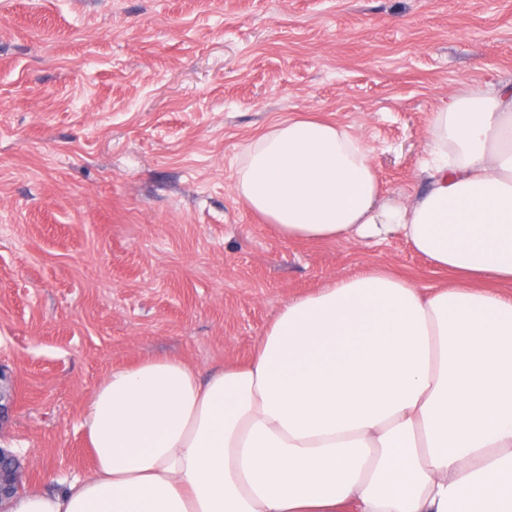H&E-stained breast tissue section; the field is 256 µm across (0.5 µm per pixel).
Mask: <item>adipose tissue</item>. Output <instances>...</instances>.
<instances>
[{
    "instance_id": "1",
    "label": "adipose tissue",
    "mask_w": 512,
    "mask_h": 512,
    "mask_svg": "<svg viewBox=\"0 0 512 512\" xmlns=\"http://www.w3.org/2000/svg\"><path fill=\"white\" fill-rule=\"evenodd\" d=\"M424 190L386 201L360 135L291 117L235 182L285 238L401 233L459 284L380 267L293 299L248 363L150 358L91 393L84 477L10 512H512V85L435 112Z\"/></svg>"
}]
</instances>
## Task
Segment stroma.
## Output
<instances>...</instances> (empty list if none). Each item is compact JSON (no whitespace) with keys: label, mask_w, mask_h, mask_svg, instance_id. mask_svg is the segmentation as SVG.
<instances>
[{"label":"stroma","mask_w":512,"mask_h":512,"mask_svg":"<svg viewBox=\"0 0 512 512\" xmlns=\"http://www.w3.org/2000/svg\"><path fill=\"white\" fill-rule=\"evenodd\" d=\"M512 84V0H0V448L20 489L90 466L112 369L247 361L289 300L364 268L450 281L398 233L289 242L234 190L290 115L351 127L384 196L425 183L434 112Z\"/></svg>","instance_id":"stroma-1"}]
</instances>
